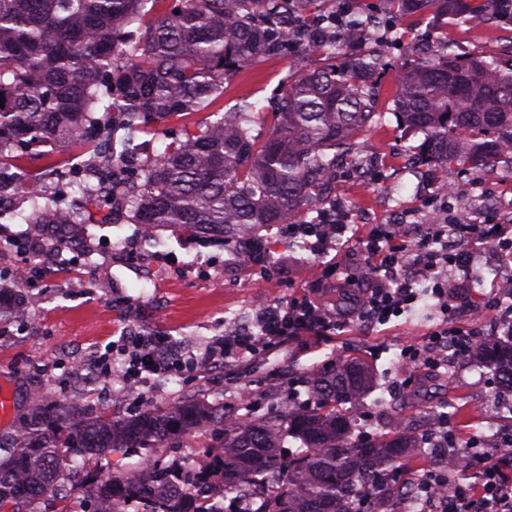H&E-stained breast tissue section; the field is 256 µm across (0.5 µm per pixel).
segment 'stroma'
<instances>
[{"label":"stroma","instance_id":"35a3bbf8","mask_svg":"<svg viewBox=\"0 0 512 512\" xmlns=\"http://www.w3.org/2000/svg\"><path fill=\"white\" fill-rule=\"evenodd\" d=\"M348 6L360 13L390 16L387 0H349ZM390 18L396 36L384 53L393 71L422 55L423 45L437 40L441 26L431 19ZM509 36L512 22L483 16L456 27L452 41L460 50L493 55ZM323 62L321 54L295 51L258 58L228 82L224 104L229 107L249 96L258 107L269 108L289 74L316 69ZM392 71L379 88L381 125L355 140L360 158H377V179L362 182L340 176L332 186L346 206L348 223L359 224L367 212L379 224L393 223L402 213L424 212L430 189L439 179L457 187L461 198L477 188L489 198L483 208L466 206L464 219L482 222L492 215L503 223L512 222V209L496 206L502 199L512 202V170L500 171L497 180L487 184L477 169L407 168L406 148L418 144L420 137L403 129L393 112L397 84ZM27 207L24 200L15 201L10 225L16 238L41 255L39 270L30 281L15 283L12 274L26 255L20 247L0 248V286L17 288L32 311L31 322L0 324V379L12 384L19 412H26L25 394L36 384L57 398L81 392L83 409L93 415L107 412L120 418L190 395L234 406L240 417L250 419L286 401L289 392L304 391L312 371L339 359L358 358L373 371L371 389L351 407L364 434L381 437L398 422L417 428L436 410L458 412V426L468 433H487L489 406L501 393L491 372L472 359L418 379L411 392L400 388L410 375L402 349L423 344L442 321L426 296L414 311L384 325L372 328L356 322L336 336L290 339L260 350L253 358L229 360L221 369L197 362V355L226 330L252 324L259 305H283L314 289L322 290L327 301H335L336 292L327 288L320 260L289 239L283 225L253 227L252 238L263 243L265 257L246 265L239 259L238 243L212 242L182 228L161 230L159 245L151 249L137 224L73 226L70 235L77 237L82 250L95 254L97 265L90 271L82 250L60 254L56 235H39L35 225L18 219V212ZM498 276L499 268L493 264L469 280L451 271L453 282L468 285L469 306L457 315L456 325L476 330L489 323L494 334H502L487 308L495 299ZM153 334L169 337L174 352L186 361L176 373L152 380L142 391H128L119 377L126 368L124 340ZM76 354L97 364L100 375L109 381V391L83 382L72 362Z\"/></svg>","mask_w":512,"mask_h":512}]
</instances>
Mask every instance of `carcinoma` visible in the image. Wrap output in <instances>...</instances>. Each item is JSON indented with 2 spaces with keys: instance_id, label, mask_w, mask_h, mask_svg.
Wrapping results in <instances>:
<instances>
[{
  "instance_id": "1",
  "label": "carcinoma",
  "mask_w": 512,
  "mask_h": 512,
  "mask_svg": "<svg viewBox=\"0 0 512 512\" xmlns=\"http://www.w3.org/2000/svg\"><path fill=\"white\" fill-rule=\"evenodd\" d=\"M400 16L432 11L457 25L493 14L497 0H388ZM313 0H0V175L24 177L26 224H141L183 227L220 241L257 224H285L321 204L344 162L358 166L354 140L381 113V58L336 53L381 26L378 15L345 19L346 34L322 29ZM307 17L303 49L325 55L288 80L273 105L275 130L253 135L257 106L247 97L224 109V83L262 56L292 48L296 17ZM395 112L423 135L413 156L441 169L512 168V51L461 54L448 37L397 73ZM208 112L212 119L196 123ZM178 118L169 149L138 159V138ZM111 169L82 192L88 209L32 194L29 153L79 148ZM471 356L512 390V340L488 336ZM361 361L329 363L305 380L307 402L291 401L261 419L236 420L220 405L184 397L164 411L85 416L79 400L36 398L0 437V512H388L402 462L422 451L407 426L377 440L356 432L346 404L367 392ZM219 432L200 458L145 456L131 472L91 460L155 450L172 436ZM300 441L282 454L288 436Z\"/></svg>"
}]
</instances>
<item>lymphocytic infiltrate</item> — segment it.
Masks as SVG:
<instances>
[{
    "mask_svg": "<svg viewBox=\"0 0 512 512\" xmlns=\"http://www.w3.org/2000/svg\"><path fill=\"white\" fill-rule=\"evenodd\" d=\"M344 224H292L288 233L301 240L315 258L324 260L325 274L346 308H329L319 296L305 294L288 304L269 306L256 315L254 328L234 329L208 350L214 358L243 359L260 347H272L298 336H332L344 331L351 321L369 326L383 325L391 318L412 311L421 295H428L445 322L430 332L424 347L406 346L402 358L415 368L434 373L430 357L441 340H449L458 356H465L469 333L449 324L460 314L465 300L448 288V271L467 270L473 256L465 242L478 241L512 251V235L492 222L468 224H421L414 234L402 236L392 224L373 225L369 232L348 236ZM460 241L449 249V238ZM414 257L418 271L407 276L404 263ZM168 340L162 336L140 337L128 346V377L170 374L178 369L176 359L166 355ZM468 482H446L445 506L441 512H512V473L502 460L486 456L469 446L456 460Z\"/></svg>",
    "mask_w": 512,
    "mask_h": 512,
    "instance_id": "f902f5d3",
    "label": "lymphocytic infiltrate"
}]
</instances>
